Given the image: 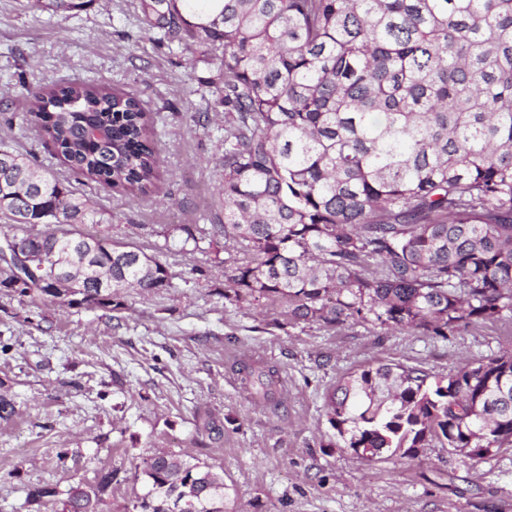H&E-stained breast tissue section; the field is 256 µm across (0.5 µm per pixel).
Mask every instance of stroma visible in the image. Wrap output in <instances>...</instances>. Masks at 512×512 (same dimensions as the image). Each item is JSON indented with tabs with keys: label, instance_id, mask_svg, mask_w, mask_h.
<instances>
[{
	"label": "stroma",
	"instance_id": "stroma-1",
	"mask_svg": "<svg viewBox=\"0 0 512 512\" xmlns=\"http://www.w3.org/2000/svg\"><path fill=\"white\" fill-rule=\"evenodd\" d=\"M216 69L191 47L155 41L133 0H96L62 18L0 0V145L66 179L111 214V234L164 263L172 288L136 290L111 311L61 307L0 290V512H49L27 492L65 491L117 470L107 501L127 512L147 491L141 457L166 448L213 466L227 512H512V447L474 459L433 444L416 457L367 462L334 447L324 397L344 373L402 363L445 375L512 349V320L448 339L346 323L295 325L279 306L225 299L224 246L182 250L181 226L223 223L224 108L203 84ZM79 79L136 95L163 161L157 190L116 191L75 173L40 128L20 125L29 88ZM251 353L276 364L283 404L251 402L230 370ZM224 422L202 434L204 414ZM65 459H58V452Z\"/></svg>",
	"mask_w": 512,
	"mask_h": 512
}]
</instances>
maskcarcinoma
<instances>
[{"label": "carcinoma", "mask_w": 512, "mask_h": 512, "mask_svg": "<svg viewBox=\"0 0 512 512\" xmlns=\"http://www.w3.org/2000/svg\"><path fill=\"white\" fill-rule=\"evenodd\" d=\"M93 0H29L71 13ZM158 41L220 61L206 84L224 105V297L277 302L293 323L351 321L442 339L512 318V0H138ZM40 126L76 172L133 195L157 188L153 120L120 89L80 80L30 89ZM0 212L48 258L41 295L110 310L130 289L172 287L167 268L105 235L112 218L68 182L0 148ZM45 229L37 230L35 225ZM72 277L71 296L54 292ZM112 290L100 292L101 280ZM275 411L276 366L231 365ZM337 438L360 459L512 446V350L446 375L402 364L344 374L325 396ZM139 512H217L224 477L158 450L143 461ZM100 471L55 512H103Z\"/></svg>", "instance_id": "carcinoma-1"}]
</instances>
